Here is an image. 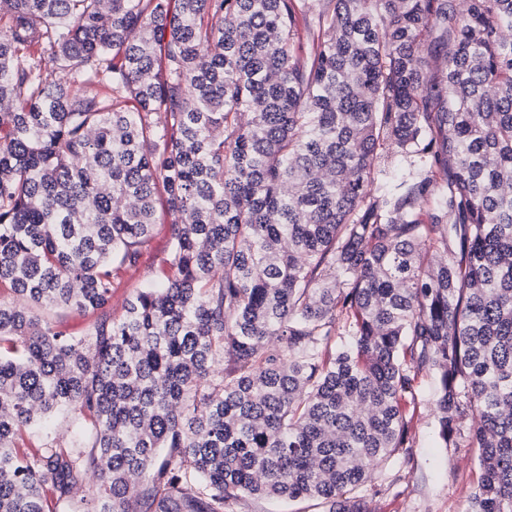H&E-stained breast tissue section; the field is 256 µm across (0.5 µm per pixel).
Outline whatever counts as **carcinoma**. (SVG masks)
I'll list each match as a JSON object with an SVG mask.
<instances>
[{"mask_svg": "<svg viewBox=\"0 0 512 512\" xmlns=\"http://www.w3.org/2000/svg\"><path fill=\"white\" fill-rule=\"evenodd\" d=\"M508 30L512 0H0V512L89 471L87 512H366L421 372L468 512H512ZM160 189L167 276L116 319ZM52 321H60L66 331L73 336H82L91 322V317L83 314L69 312H52L49 314ZM315 501L284 502L267 499H250L247 501L245 512H321L320 505ZM299 510V511H298Z\"/></svg>", "mask_w": 512, "mask_h": 512, "instance_id": "cac0c4a2", "label": "carcinoma"}]
</instances>
